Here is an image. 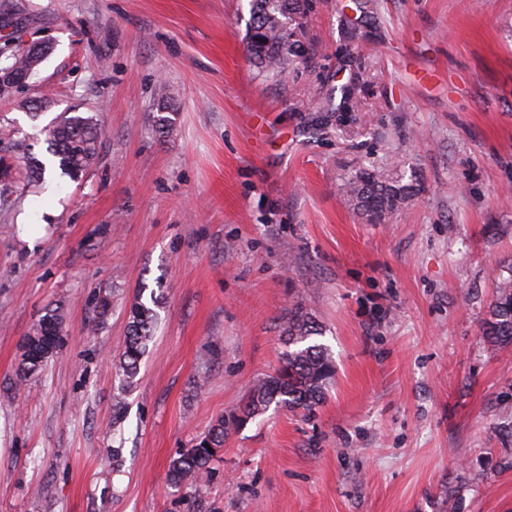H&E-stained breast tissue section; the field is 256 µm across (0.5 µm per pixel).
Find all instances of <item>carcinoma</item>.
<instances>
[{
    "mask_svg": "<svg viewBox=\"0 0 512 512\" xmlns=\"http://www.w3.org/2000/svg\"><path fill=\"white\" fill-rule=\"evenodd\" d=\"M310 8V0H251L246 41L253 64L263 72L283 75L305 57L306 48L297 39L295 24ZM25 11L21 0H0V58L24 76L31 75L33 57L21 51L17 30H9L15 16ZM47 152L57 160L61 174L73 180L93 164L100 132L91 116L65 115L43 130ZM418 183L394 175L387 169L363 168L346 180V201L372 224H384L396 203L417 194ZM159 299L150 293L135 297L129 310L128 334L116 364L123 385L130 386L139 373L142 357L154 336L158 321L155 307ZM63 317L52 310L23 339L17 368L19 380L42 369L59 347L55 337L62 335ZM290 349L282 356L275 374L262 380L251 391L241 414L233 421L241 426L275 405L286 410L312 412L330 385L335 366L326 347L312 341L320 335L315 321L303 312L288 317L286 329ZM484 335L494 347L512 344V278L499 279L496 298L491 302ZM228 426L222 419L193 446L170 459L168 480L174 487L198 486L211 473L212 463L224 447Z\"/></svg>",
    "mask_w": 512,
    "mask_h": 512,
    "instance_id": "obj_1",
    "label": "carcinoma"
}]
</instances>
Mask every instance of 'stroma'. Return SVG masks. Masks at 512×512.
Masks as SVG:
<instances>
[{
  "mask_svg": "<svg viewBox=\"0 0 512 512\" xmlns=\"http://www.w3.org/2000/svg\"><path fill=\"white\" fill-rule=\"evenodd\" d=\"M349 2L314 0L273 77L249 0H25L51 52L0 98V155L48 169L0 180V512H512V345L482 335L512 257V0ZM64 112L102 129L78 182L42 133ZM372 161L421 185L383 224L345 201ZM142 287L160 320L123 393ZM55 307L61 347L18 381ZM297 308L336 365L324 402L230 429L190 500L170 458L276 372Z\"/></svg>",
  "mask_w": 512,
  "mask_h": 512,
  "instance_id": "35a3bbf8",
  "label": "stroma"
}]
</instances>
